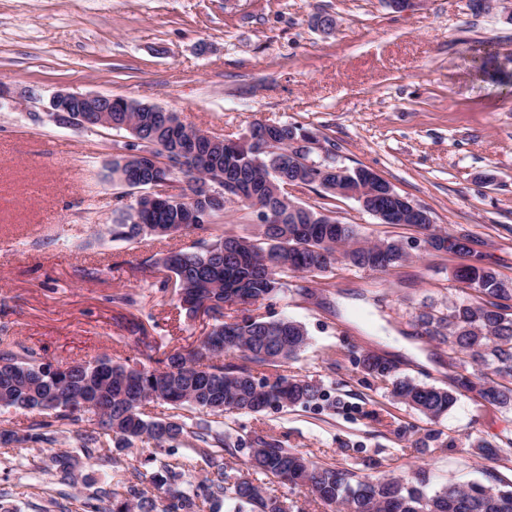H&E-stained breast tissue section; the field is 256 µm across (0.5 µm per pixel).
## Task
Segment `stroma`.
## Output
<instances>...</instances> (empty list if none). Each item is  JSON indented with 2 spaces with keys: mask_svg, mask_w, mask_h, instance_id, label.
<instances>
[{
  "mask_svg": "<svg viewBox=\"0 0 512 512\" xmlns=\"http://www.w3.org/2000/svg\"><path fill=\"white\" fill-rule=\"evenodd\" d=\"M319 13L335 17L333 31L317 29ZM482 45L490 73L512 74V16L474 12L471 0H417L407 11L386 0H0V80L15 91L129 98L232 139L260 121L311 129L333 144L337 165L374 170L427 207L436 231L472 235L485 263L512 277V89L475 77L471 54ZM116 150L105 129L0 112V337L49 361L107 356L153 368L195 343L209 318L189 319L173 292H151L153 260L222 233L259 231L252 210L229 204L207 232L112 239L105 228L126 193L108 176ZM290 194L359 225L370 241L421 237L380 223L352 199L309 187ZM460 263L417 247L387 273L338 264L288 279L278 298L254 305L256 314L304 325L309 346L278 372L309 377L325 398L221 417L236 441L224 451L229 474L252 478L250 441L272 433L361 475L407 476L422 466L436 489L481 482L490 471L512 480V466L472 446L478 437L494 445L512 438V412L463 392L448 416L430 421L392 399L390 380L353 361L372 350L402 374L448 386L447 346L417 335L414 321L464 299L452 277ZM80 267L91 277L77 279ZM115 293L145 300L118 307L108 301ZM98 428L87 413L51 443L15 449L0 463V512H82L83 499L113 488L118 470H140L142 489L155 496L150 445L87 458L77 437ZM431 431L442 445L423 446ZM61 451L74 459L76 482L45 469Z\"/></svg>",
  "mask_w": 512,
  "mask_h": 512,
  "instance_id": "stroma-1",
  "label": "stroma"
}]
</instances>
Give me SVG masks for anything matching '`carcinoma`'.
I'll use <instances>...</instances> for the list:
<instances>
[{
    "label": "carcinoma",
    "mask_w": 512,
    "mask_h": 512,
    "mask_svg": "<svg viewBox=\"0 0 512 512\" xmlns=\"http://www.w3.org/2000/svg\"><path fill=\"white\" fill-rule=\"evenodd\" d=\"M111 130L122 139L132 137L135 127L161 145L157 154L167 161L170 179L181 185L179 192L159 199L149 207L138 202L119 209L115 224L106 232L115 239L134 242L145 235L165 236L167 230H207L213 218L224 214L226 204L254 207L252 196L259 193L266 206L288 212L280 224H262L255 237L224 235L193 250L172 251L153 262L162 273L156 284L164 292L174 286L186 294L180 302L193 317L203 301L210 302L214 323L198 344L168 353L158 368L115 363L108 357L74 362L66 375L51 371L52 363L27 347L0 350V407L36 412L24 435L0 430V445L52 441L55 428L64 421H76L91 412L99 416L100 431L80 436L86 455L105 450L102 436L108 435L117 448L134 441L162 449L189 437L192 451L207 462L213 479L197 484L184 479L178 464L164 463L152 474L164 501L145 496L139 488L142 473L134 470L120 479L112 491L116 499L112 512H204L224 500L225 512H290L292 505L271 493L264 479H286L304 486L324 507L333 512H512V481L496 473L487 482L465 486L430 487L426 472L409 477L372 478L347 467L319 463L307 455L283 446L270 434L256 436L250 445L247 465L257 478L229 482L221 450L229 447V435L215 429L211 421L184 420L182 410H195L221 417L226 413L257 415L270 407L308 406L324 397L321 386L306 376L258 377L261 368H278L295 359L309 345L305 327L288 317L266 318L252 314L240 318L224 316L227 303L253 306L276 298L284 278L294 274H319L332 264L384 273L410 257L403 241L390 239L373 245L359 244L356 224H325L321 211L292 200L281 202L273 189L316 186L334 195L336 176L304 163L275 164L261 151L265 125L256 122L251 140L240 142H193L169 125L163 112H141L129 107L114 110ZM198 159H206L209 172L234 178L237 192L220 200H210L192 176L191 162L173 157L175 145ZM366 167L345 168V187L360 193L357 202L367 212L383 209L388 200L369 197ZM456 253L467 262L456 268L455 280L474 292L468 302H450L446 310L419 316L423 333L448 346V366L461 370L455 385L445 388L418 382L397 372L386 358L366 352L359 358L363 372L374 377H390L391 395L430 421L438 420L453 408L461 390L476 391L488 403L502 410L512 409V313L497 311L498 301L512 300V278L504 277L483 262L472 248L471 238L458 237ZM237 353L241 362L226 363L224 355ZM162 401L172 413L151 417L145 407ZM478 453L493 460L512 459V439L494 446L479 439Z\"/></svg>",
    "instance_id": "cac0c4a2"
}]
</instances>
